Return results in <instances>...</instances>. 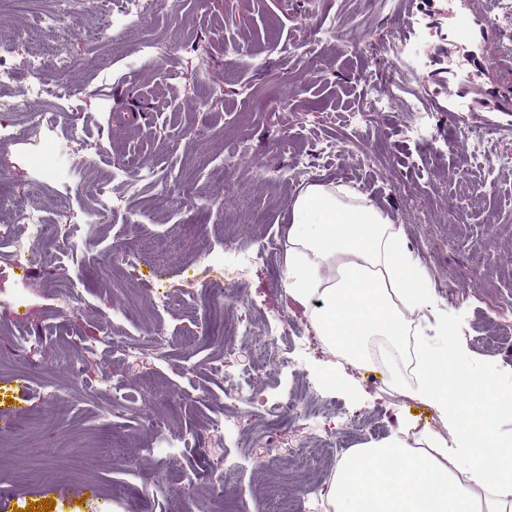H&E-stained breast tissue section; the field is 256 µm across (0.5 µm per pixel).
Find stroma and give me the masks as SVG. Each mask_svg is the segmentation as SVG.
Masks as SVG:
<instances>
[{
	"label": "stroma",
	"mask_w": 512,
	"mask_h": 512,
	"mask_svg": "<svg viewBox=\"0 0 512 512\" xmlns=\"http://www.w3.org/2000/svg\"><path fill=\"white\" fill-rule=\"evenodd\" d=\"M403 0H155L151 10L101 31L113 6L89 0L52 14L53 0H0V40L20 67H33L45 93L38 112H57L53 131L0 141V225L9 224L22 257L0 253V512L50 499L51 512H127L130 497L152 512H271L268 483L283 472L296 512H326L338 462L270 461L263 434L268 410L284 395L307 416L284 419V447L320 438L358 448L391 439L402 418L439 432L436 412L392 391L390 372L353 370L354 387L327 383L330 355L298 306H285L281 278L297 188L340 180L370 184L372 201L402 225L427 274L434 310L421 323L430 348H460L472 366L512 385V170L500 166L512 136L481 151L458 136L465 124L512 123L498 112H451L440 78H417L383 49L406 34ZM335 26L346 42L328 45ZM67 46L59 66L56 46ZM205 53L210 66L191 65ZM392 75L391 112L370 113L371 90ZM221 86L218 101L210 89ZM73 89L56 96L57 87ZM420 93L431 114L437 154L411 132L408 104ZM241 149L234 163L231 150ZM155 178L129 192L132 163ZM103 184L117 205L86 228L92 203L77 186ZM38 208L48 224L67 220L83 239L37 240L18 211ZM154 299L123 281L113 251ZM244 252L245 304L263 314L236 324L209 280L219 259ZM456 325L438 336L434 315ZM167 340L152 352L149 339ZM261 340L294 358L291 367L246 368ZM236 423L221 437L213 427ZM363 421L359 431L351 421ZM174 448L153 450L157 430ZM223 472L214 491L204 469ZM89 486L95 498L74 497Z\"/></svg>",
	"instance_id": "1"
}]
</instances>
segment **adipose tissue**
<instances>
[{
    "mask_svg": "<svg viewBox=\"0 0 512 512\" xmlns=\"http://www.w3.org/2000/svg\"><path fill=\"white\" fill-rule=\"evenodd\" d=\"M282 294L354 367L368 364L372 336L388 340L390 357L414 359L413 380L393 375V388L436 409L443 425L405 420L393 440L351 449L328 487L333 512H512V452L498 453L496 423L481 411L511 414L512 387L416 342L431 297L400 225L348 184L306 185L292 204Z\"/></svg>",
    "mask_w": 512,
    "mask_h": 512,
    "instance_id": "1",
    "label": "adipose tissue"
}]
</instances>
